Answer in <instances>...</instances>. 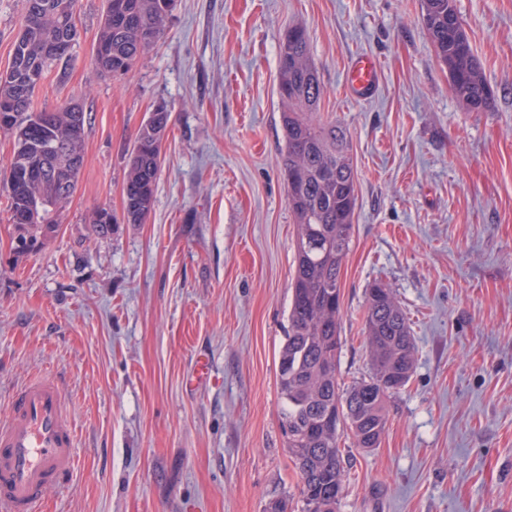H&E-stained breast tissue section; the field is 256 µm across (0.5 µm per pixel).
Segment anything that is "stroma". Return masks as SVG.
Listing matches in <instances>:
<instances>
[{"instance_id":"1","label":"stroma","mask_w":512,"mask_h":512,"mask_svg":"<svg viewBox=\"0 0 512 512\" xmlns=\"http://www.w3.org/2000/svg\"><path fill=\"white\" fill-rule=\"evenodd\" d=\"M104 0H80L79 37L35 108L82 102L85 160L62 224L16 257L0 197V419L45 375L59 383L75 467L44 512H266L297 501L278 355L297 224L282 167L279 44L303 25L356 171L341 271L339 381L368 374L365 288L395 290L415 367L378 448L340 446L339 512H512V0H457L493 91L465 111L428 38L422 0H176L155 48L120 78L93 59ZM374 56L370 98L345 89ZM170 112L153 208L123 209L134 135ZM212 376L196 378L199 359ZM379 76L377 60L365 53L355 55L350 63L346 89L353 96H364L373 91Z\"/></svg>"}]
</instances>
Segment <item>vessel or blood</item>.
Listing matches in <instances>:
<instances>
[{
  "mask_svg": "<svg viewBox=\"0 0 512 512\" xmlns=\"http://www.w3.org/2000/svg\"><path fill=\"white\" fill-rule=\"evenodd\" d=\"M378 76L377 60L357 54L346 89L367 95ZM74 464V434L58 383L45 376L29 382L13 395L9 418L0 421V512H40L45 490Z\"/></svg>",
  "mask_w": 512,
  "mask_h": 512,
  "instance_id": "obj_1",
  "label": "vessel or blood"
}]
</instances>
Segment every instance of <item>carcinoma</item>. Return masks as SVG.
Wrapping results in <instances>:
<instances>
[{"mask_svg": "<svg viewBox=\"0 0 512 512\" xmlns=\"http://www.w3.org/2000/svg\"><path fill=\"white\" fill-rule=\"evenodd\" d=\"M79 0H23L12 61L0 73V113L10 125L0 133L13 150L0 173L12 231L31 244L16 257L40 251L60 228L61 208L73 194L84 164L83 105L70 99L43 124L33 109L37 84L69 53L76 35ZM175 0H112V19L103 21L97 46L109 56L95 61L104 76L127 74L162 38ZM423 20L460 105L469 112L489 109L493 92L463 27L456 0H423ZM277 93L285 134L283 169L288 206L298 227L296 272L288 310V336L279 353L278 386L288 454L300 476L301 512H338L345 487L340 448L348 435L357 448L379 447L388 424V403L409 383L415 343L408 318L393 291L368 284L364 329L368 376L343 388L341 270L349 250L356 208V177L350 144L336 125L313 118L323 95L309 48L308 31L285 29L278 53ZM158 106L139 127L128 158L123 214L99 206L88 221L100 236L118 221L141 224L149 215L169 124Z\"/></svg>", "mask_w": 512, "mask_h": 512, "instance_id": "1", "label": "carcinoma"}]
</instances>
